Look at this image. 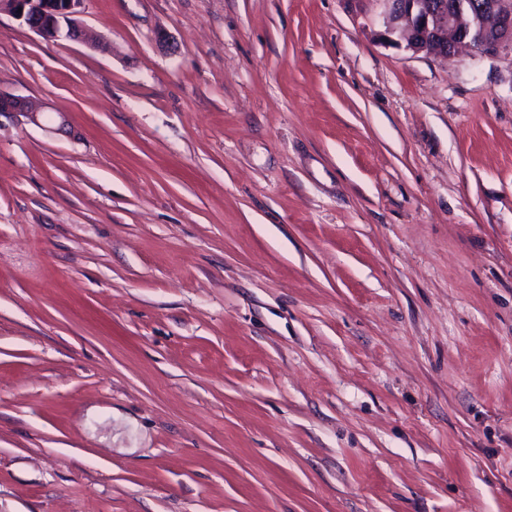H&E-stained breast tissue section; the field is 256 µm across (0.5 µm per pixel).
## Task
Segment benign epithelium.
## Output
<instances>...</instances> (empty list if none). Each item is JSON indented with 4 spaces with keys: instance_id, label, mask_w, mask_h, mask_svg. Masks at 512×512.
Listing matches in <instances>:
<instances>
[{
    "instance_id": "obj_1",
    "label": "benign epithelium",
    "mask_w": 512,
    "mask_h": 512,
    "mask_svg": "<svg viewBox=\"0 0 512 512\" xmlns=\"http://www.w3.org/2000/svg\"><path fill=\"white\" fill-rule=\"evenodd\" d=\"M389 41L414 54L448 58L464 48L512 54V0H382ZM84 0H0V12L15 15L47 40L79 41L76 22ZM0 112L31 113L21 98L0 95Z\"/></svg>"
}]
</instances>
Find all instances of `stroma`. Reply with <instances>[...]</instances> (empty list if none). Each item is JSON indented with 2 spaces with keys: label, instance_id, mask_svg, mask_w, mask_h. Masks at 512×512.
<instances>
[{
  "label": "stroma",
  "instance_id": "1",
  "mask_svg": "<svg viewBox=\"0 0 512 512\" xmlns=\"http://www.w3.org/2000/svg\"><path fill=\"white\" fill-rule=\"evenodd\" d=\"M77 20L0 12V512H512V55Z\"/></svg>",
  "mask_w": 512,
  "mask_h": 512
}]
</instances>
